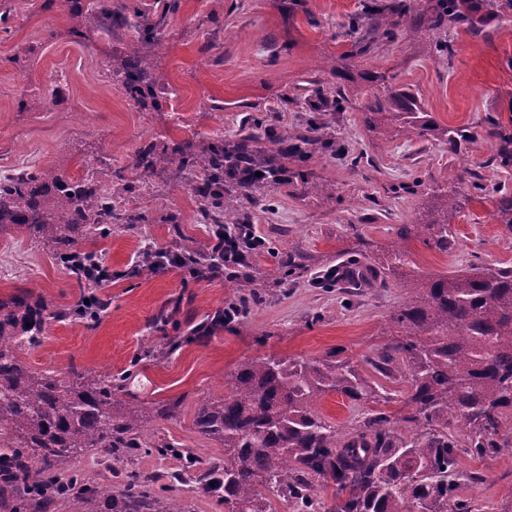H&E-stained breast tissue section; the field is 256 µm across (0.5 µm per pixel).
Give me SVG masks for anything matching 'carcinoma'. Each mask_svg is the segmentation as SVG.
<instances>
[{
	"mask_svg": "<svg viewBox=\"0 0 512 512\" xmlns=\"http://www.w3.org/2000/svg\"><path fill=\"white\" fill-rule=\"evenodd\" d=\"M419 5L422 11L411 15L402 5L371 14L368 39L423 23L435 30L462 24L474 34L483 28V4L474 0L453 8L448 0H419ZM117 19L102 0L81 17L82 29L95 31ZM159 41L157 25L139 31L141 51ZM158 85L142 68L141 56L124 67V94L138 105L154 102ZM364 125L375 134L398 128L431 136L448 142L453 152L474 140L468 128L438 125L415 95L392 88L369 101ZM490 135L497 140L492 165L512 169V128L495 122ZM263 137L268 131L256 128L236 144L214 140L195 151L188 143L164 158L191 187L200 223H249L246 205L259 199L249 184L224 192V160L236 149L249 151V144ZM272 139L289 143L293 157L312 142L301 132ZM460 180L462 175L454 174L432 189L437 203L424 209L419 223L399 225L397 237H415L441 252L451 249L455 237L448 217L457 210ZM473 189V199L495 202L500 224L512 233V192L500 183L490 188L476 182ZM116 195L110 183L68 180L59 168L16 170L0 177V233L28 234L79 287L96 288L99 283L86 278L76 259L101 258L82 244L107 236L114 224L146 223L137 210L115 208ZM183 255L193 275L224 268L223 259L211 252ZM410 287V298L388 317L401 338L367 360L380 374L407 381L406 413L374 410L347 437L319 414L316 403L331 392L356 402L376 394L358 365L257 357L238 365L224 398L203 401L194 417L196 431L224 447V461L199 469V459L180 451L182 464L171 472V483L192 481L223 503L225 512H272L268 492L291 503L293 512H319L323 504L312 491L320 481L332 482L335 489L324 512H471L457 496V443L448 438V429L464 419L471 429L468 447L479 458L509 447L498 436L512 423V265L474 261L450 276L413 280ZM105 308L94 296L66 310L27 292L0 300V448L5 449L0 507L7 512H47L58 496L67 498L70 512H188L174 497L156 492L149 477L130 472L121 486L108 489L96 477L70 469L71 459L88 448H104L113 456L135 454L148 439L146 424L175 417L181 401L146 407L118 400L120 385L110 374L73 370L71 381L35 372L21 359L23 349L41 342L50 321L96 319ZM396 421L423 434L400 436Z\"/></svg>",
	"mask_w": 512,
	"mask_h": 512,
	"instance_id": "carcinoma-1",
	"label": "carcinoma"
}]
</instances>
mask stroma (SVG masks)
I'll return each mask as SVG.
<instances>
[{"instance_id": "obj_1", "label": "stroma", "mask_w": 512, "mask_h": 512, "mask_svg": "<svg viewBox=\"0 0 512 512\" xmlns=\"http://www.w3.org/2000/svg\"><path fill=\"white\" fill-rule=\"evenodd\" d=\"M98 0H0V170L62 167L79 179L86 164L104 157L113 186L136 173L142 183L134 201L147 218L140 232L113 228L99 244L114 278L99 288L108 300L98 321L49 323L39 346L24 359L35 371L64 375L69 369L125 377L123 400L151 406L181 398L180 414L156 419L157 438L190 448L201 464L223 460L222 446L193 426L203 399L223 397L227 375L263 355L307 361L364 364L375 348L394 340L390 312L408 299L407 273L452 274L475 260L512 265V233L490 203L472 200L471 181L512 186V171L489 166L495 141L491 120L512 121V10L490 0L497 15L480 34L451 27L397 32L355 54L363 35L353 21L392 0H111L113 11L135 5L138 20L161 27L159 44L147 54L150 74L164 79L157 105L144 109L127 98L113 76L132 58V23L77 37L74 17ZM410 88L424 111L442 126H465L473 143L453 154L444 141L396 131L372 138L364 110L382 83ZM346 95L340 108L332 101ZM259 121L273 130L298 129L314 138L309 153L291 163L292 181L270 190L254 207L251 222L264 247L246 266L213 278L186 270L149 272L136 265L144 245L157 249H206L211 233L196 220L190 187L173 168L138 167V152L187 141L194 147L215 136L234 142ZM463 173L459 207L451 229L457 246L444 254L420 240L406 243L402 274L386 284L360 288L326 285L325 273L358 262L381 266L391 257L399 225L417 223L422 196L391 193L392 185L443 182ZM359 236H352L351 228ZM305 258L289 274L281 258ZM262 284L243 315L218 330L213 317L238 302L234 279ZM35 289L49 303L74 305L75 281L49 251L25 234H0V299ZM380 393L354 403L330 393L318 412L341 433L367 413L403 407L402 379L371 372ZM461 499L475 512H512V452L478 458L467 447L469 430L455 422ZM111 463L122 475L140 471L156 488L172 487L188 512H224L223 504L193 484L170 485L180 461L144 447L134 456L107 460L90 448L72 459L73 470L102 471Z\"/></svg>"}]
</instances>
